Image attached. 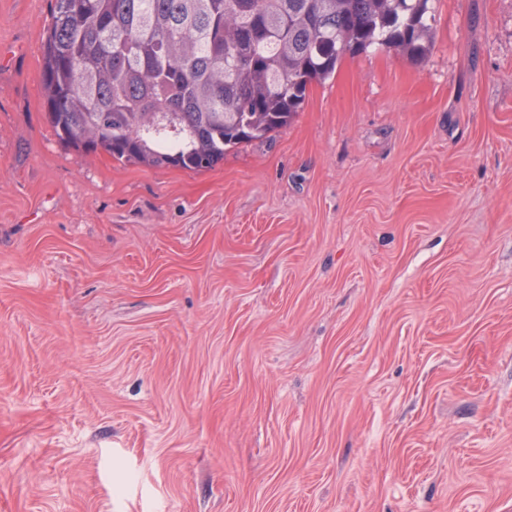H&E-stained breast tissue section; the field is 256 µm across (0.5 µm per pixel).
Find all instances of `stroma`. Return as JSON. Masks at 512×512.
Masks as SVG:
<instances>
[{
    "label": "stroma",
    "mask_w": 512,
    "mask_h": 512,
    "mask_svg": "<svg viewBox=\"0 0 512 512\" xmlns=\"http://www.w3.org/2000/svg\"><path fill=\"white\" fill-rule=\"evenodd\" d=\"M53 7L0 0V512H512V0L202 172L58 141Z\"/></svg>",
    "instance_id": "stroma-1"
}]
</instances>
